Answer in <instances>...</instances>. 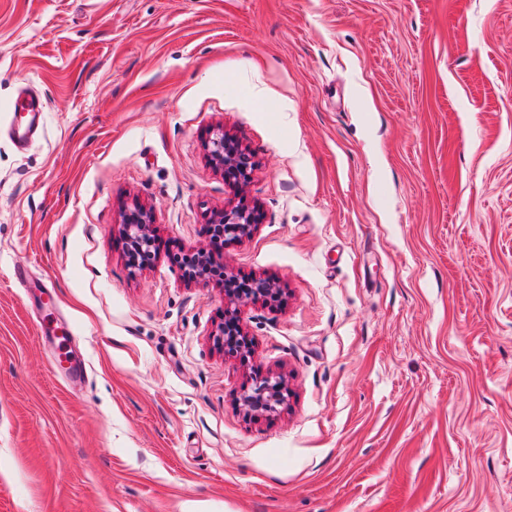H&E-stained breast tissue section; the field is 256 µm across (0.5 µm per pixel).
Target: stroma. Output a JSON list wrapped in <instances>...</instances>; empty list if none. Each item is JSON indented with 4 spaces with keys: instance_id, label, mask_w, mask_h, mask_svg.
Returning <instances> with one entry per match:
<instances>
[{
    "instance_id": "stroma-1",
    "label": "stroma",
    "mask_w": 512,
    "mask_h": 512,
    "mask_svg": "<svg viewBox=\"0 0 512 512\" xmlns=\"http://www.w3.org/2000/svg\"><path fill=\"white\" fill-rule=\"evenodd\" d=\"M242 197L254 233L213 246ZM199 249L286 294L240 308L249 356L222 282L183 276ZM268 372L287 405L247 413ZM189 502L512 512V0H0V512ZM41 109L33 104L15 106L9 119V127L14 130L20 144L27 142L29 137L41 123ZM205 147L207 157L214 167L225 169L242 184L248 180L249 159L241 145L238 142L235 144L224 129L213 133ZM153 211L144 206H135L125 213L120 222L122 236L132 251L152 255L155 243ZM229 299L225 301V322L222 324L216 336H222L225 348L240 354L247 355L252 353V341L247 332L240 323L238 311L240 306L246 304L261 303L263 305H272L280 303L283 300V292L278 288L276 283L268 278H257L253 281L250 288L246 289V293L240 295H229ZM232 308L236 309L233 310Z\"/></svg>"
}]
</instances>
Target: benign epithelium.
Returning a JSON list of instances; mask_svg holds the SVG:
<instances>
[{"mask_svg":"<svg viewBox=\"0 0 512 512\" xmlns=\"http://www.w3.org/2000/svg\"><path fill=\"white\" fill-rule=\"evenodd\" d=\"M210 163L224 169L244 183L249 178L250 162L241 145L232 141L224 130L219 129L206 143ZM256 216L245 202L213 213L208 219V232L221 239L250 237L256 227ZM153 211L144 206H135L124 214L120 222L122 236L132 251L144 255L153 253L155 235ZM192 262L185 267L186 280L197 285L207 286L212 282L210 268L217 263V256L201 250L191 255ZM283 300V292L268 278H257L250 288L240 295H231L225 301V322L218 329L226 348L243 355L252 353V341L240 323L236 309L246 304L261 303L272 305ZM288 400V384L281 373H267L252 379V384L243 392L242 406L249 412L269 415L279 411Z\"/></svg>","mask_w":512,"mask_h":512,"instance_id":"obj_1","label":"benign epithelium"}]
</instances>
